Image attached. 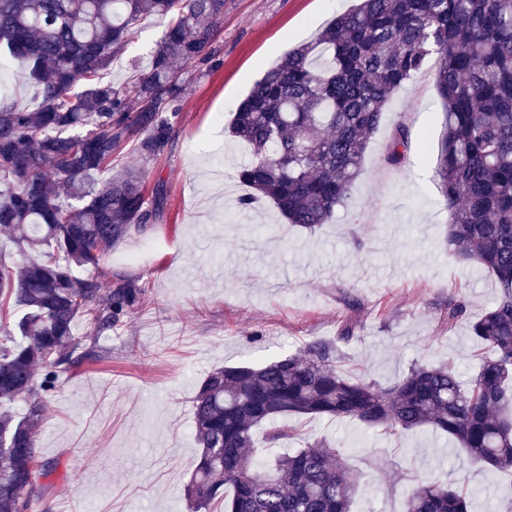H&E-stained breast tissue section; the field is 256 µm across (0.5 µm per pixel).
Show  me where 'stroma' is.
I'll return each mask as SVG.
<instances>
[{"label": "stroma", "instance_id": "1", "mask_svg": "<svg viewBox=\"0 0 512 512\" xmlns=\"http://www.w3.org/2000/svg\"><path fill=\"white\" fill-rule=\"evenodd\" d=\"M353 0H228L217 63L190 78L168 151L140 164L146 190L164 184L159 223L132 233L103 260L102 281L132 280L139 302L112 332L90 337L100 362L60 374L38 431L55 465L34 512H189L185 487L196 467L193 398L225 364L286 356L308 342H337L349 377L393 384L415 364L451 362L461 382L484 349L468 323L499 294L495 278L457 260L435 176L442 104L434 62L397 93L373 136L353 196L316 231L286 223L273 204L237 207L245 188L236 166L249 151L224 129L282 45L312 39ZM167 21L146 20L110 74L131 82ZM412 141L400 165L387 162L397 126ZM467 319L448 321L449 299ZM354 336L341 341L345 326ZM359 476L352 512H402L405 494L438 474L463 481L471 512H512V476L465 461L429 428L387 436L350 419H303Z\"/></svg>", "mask_w": 512, "mask_h": 512}]
</instances>
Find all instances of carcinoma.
<instances>
[{
  "label": "carcinoma",
  "instance_id": "obj_1",
  "mask_svg": "<svg viewBox=\"0 0 512 512\" xmlns=\"http://www.w3.org/2000/svg\"><path fill=\"white\" fill-rule=\"evenodd\" d=\"M226 0H0V54L37 87L42 106L0 100V512H31L41 479L37 429L59 376L101 355L74 324L99 336L141 289L95 274L118 242L156 223L166 190L143 173H112L130 146L151 162L168 150L189 71L215 57ZM168 26L129 85L105 79L143 21ZM436 56L444 110L436 159L448 246L492 274L494 305L470 324L491 356L469 385L449 364L415 365L389 387L339 369L335 343L315 340L258 365L208 373L193 400L202 448L185 494L194 512H350L358 475L322 440L260 463L254 434L298 438L290 419L352 418L388 435L429 427L470 461L512 472V0H358L312 42L286 51L238 104L229 133L250 148L238 166L249 188L238 208L271 202L315 230L351 199L370 140L398 91ZM181 65L176 70L175 65ZM409 131L396 128L399 164ZM22 400L19 417L6 405ZM403 512H470L468 491L436 475L407 494Z\"/></svg>",
  "mask_w": 512,
  "mask_h": 512
}]
</instances>
